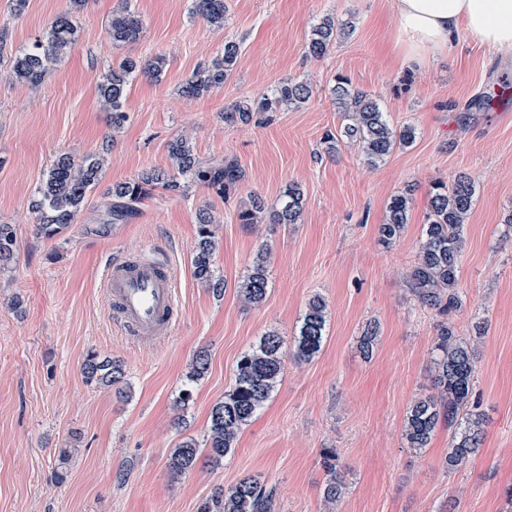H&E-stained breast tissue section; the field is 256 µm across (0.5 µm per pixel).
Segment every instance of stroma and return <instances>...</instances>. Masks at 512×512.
Here are the masks:
<instances>
[{
  "label": "stroma",
  "instance_id": "obj_1",
  "mask_svg": "<svg viewBox=\"0 0 512 512\" xmlns=\"http://www.w3.org/2000/svg\"><path fill=\"white\" fill-rule=\"evenodd\" d=\"M190 3L85 0L77 44L31 87L7 80V55L41 37L66 0H28L19 15L0 0V222L16 237L14 260L0 268V512H197L215 488L248 474L275 485L276 512H512V112L477 104L501 76L512 77V56L461 39L423 64L399 66L387 49L394 22L380 0H227L220 27L193 17ZM127 7L143 33L116 45L108 28ZM328 15L352 30L311 58V30ZM228 41L240 50L223 88L182 97L186 77ZM128 56H160L166 67L160 80L133 82L127 120L116 128L98 85ZM340 76L370 93L391 124L413 126L414 143L373 168L345 141L327 155L325 134L343 124L332 93ZM289 79L312 86L306 104L225 125V108ZM180 136L203 162H237L238 189L224 199L201 185L184 194L159 188L132 219L108 220L109 188L169 169L167 144ZM62 153H100L105 163L76 224L48 240L36 233L31 201ZM462 173L476 196L460 252L462 306L448 320L472 344V400L483 424L478 451L450 470L447 426L420 451L402 440L407 404L432 391L441 320L415 298L407 273L432 184ZM292 183L304 197L301 223H238L252 196L271 207ZM407 189L404 233L382 245L387 203ZM202 210L215 218L220 295L193 275ZM263 246L268 294L247 306L237 282ZM148 254L172 267L182 316L169 335L143 343L117 324L101 277L114 256ZM315 296L328 311L321 351L308 361L286 358L277 389L221 465L172 478L173 448L187 437L205 443L240 353L269 330L293 336ZM371 323L379 338L366 357L359 338ZM91 352L122 363L126 397L86 382ZM201 352L208 370L193 401L176 410ZM63 448L72 458L58 483ZM325 448L336 450L346 484L334 505L323 497Z\"/></svg>",
  "mask_w": 512,
  "mask_h": 512
}]
</instances>
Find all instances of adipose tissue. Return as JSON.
Masks as SVG:
<instances>
[{"label":"adipose tissue","mask_w":512,"mask_h":512,"mask_svg":"<svg viewBox=\"0 0 512 512\" xmlns=\"http://www.w3.org/2000/svg\"><path fill=\"white\" fill-rule=\"evenodd\" d=\"M396 20L392 44L405 63H422L458 36L512 53V0H384Z\"/></svg>","instance_id":"1"}]
</instances>
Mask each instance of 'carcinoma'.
<instances>
[{
    "label": "carcinoma",
    "instance_id": "obj_1",
    "mask_svg": "<svg viewBox=\"0 0 512 512\" xmlns=\"http://www.w3.org/2000/svg\"><path fill=\"white\" fill-rule=\"evenodd\" d=\"M82 2L68 0L67 7L56 15L32 48L10 58L9 81L35 87L62 61L79 39L80 28L75 13ZM226 9V0H192L191 14L212 25H222ZM142 29L139 16L124 9L112 16L109 37L115 44L131 43L140 38ZM350 31L349 23L326 16L313 27L308 52L320 58L337 37ZM238 55L236 43H224L222 52L184 81L182 95L197 98L224 86L237 64ZM164 66L162 57L148 60L127 57L112 65L98 86V94L102 108L110 114L113 127L117 128L127 120L124 103L137 75L142 73L158 79ZM333 93L346 124L340 136L328 133L324 137L328 154L336 152L338 138L342 137L356 143L363 160L375 166L395 149L413 144L415 128L410 125L398 128L390 124L377 101L354 88L349 80L338 79ZM311 95L312 88L307 83L284 81L269 94L224 109V124L247 123L256 113L279 112L291 105L299 106ZM167 151L171 170L150 171L134 181L112 186L109 191L114 200L109 207L112 219L130 217L157 188L186 191L193 184H205L226 199L237 190L241 170L235 162L204 163L189 140L182 137L170 141ZM102 167L103 156L99 154L79 160L62 154L53 161L43 173L37 199L31 205L40 236L53 239L76 223L88 202V194L100 181ZM475 195V183L465 175L457 177L450 185L438 182L429 193L426 221L408 278L414 296L442 316L461 306L456 291L460 249L464 222ZM302 201L300 189L290 185L270 209L259 197H253L251 206L237 213V220L250 225L298 224L303 212ZM411 201L408 189L390 198L386 223L379 228L383 245L388 246L401 237L408 224ZM212 224L211 216H200L193 274L199 283L220 294L224 290V280L215 275L216 244ZM15 248L12 225L0 223V265L10 262ZM268 264L269 252L260 251L238 281V295L244 304L257 305L265 299L269 288ZM327 318L323 299L315 297L308 302L292 339L294 359L308 361L321 351ZM285 346V337L276 331H268L239 355L232 389L224 393V400L217 402L211 410L205 447H199L192 438L180 442L169 458L172 477L178 478L192 470L202 457L215 466L234 450L242 427L263 407L279 383L287 356ZM82 370L90 383L118 388L124 384L122 365L95 353L87 355ZM430 370L435 393L417 396L410 402L404 415L402 436L406 447L421 450L428 446L439 425H448L452 436L445 464L453 470L465 464L477 450L482 420L480 414L471 409L475 379L471 345L455 335L446 322L438 325V340ZM322 458L328 473L323 496L327 502L335 503L343 497L345 490L343 477L337 471L335 449H323ZM200 512H275V489L258 476L246 475L227 489H215L211 498L200 506Z\"/></svg>",
    "mask_w": 512,
    "mask_h": 512
}]
</instances>
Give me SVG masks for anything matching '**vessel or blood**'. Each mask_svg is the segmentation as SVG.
Listing matches in <instances>:
<instances>
[{"instance_id":"b4317fda","label":"vessel or blood","mask_w":512,"mask_h":512,"mask_svg":"<svg viewBox=\"0 0 512 512\" xmlns=\"http://www.w3.org/2000/svg\"><path fill=\"white\" fill-rule=\"evenodd\" d=\"M102 284L119 322L133 335L154 339L179 322L177 290L167 262L141 257L110 263Z\"/></svg>"}]
</instances>
